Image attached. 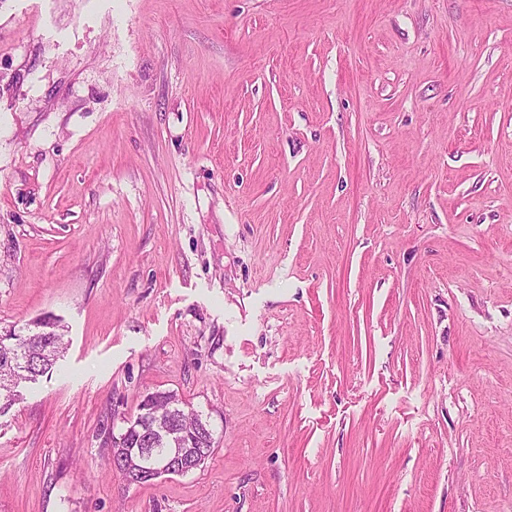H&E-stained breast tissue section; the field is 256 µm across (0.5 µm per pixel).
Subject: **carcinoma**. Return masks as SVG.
Masks as SVG:
<instances>
[{"instance_id":"carcinoma-1","label":"carcinoma","mask_w":512,"mask_h":512,"mask_svg":"<svg viewBox=\"0 0 512 512\" xmlns=\"http://www.w3.org/2000/svg\"><path fill=\"white\" fill-rule=\"evenodd\" d=\"M66 349L64 330L50 316L0 334V413L18 399L17 388L50 372ZM152 405L168 428L194 449L191 470L200 468L214 452V430L202 428L204 419L196 411H187L183 402L171 392H152L139 409ZM163 456L168 443L153 430V419L137 414L122 434L120 442L110 448V468L121 477L135 476L146 453Z\"/></svg>"}]
</instances>
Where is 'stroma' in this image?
I'll use <instances>...</instances> for the list:
<instances>
[{"instance_id":"1","label":"stroma","mask_w":512,"mask_h":512,"mask_svg":"<svg viewBox=\"0 0 512 512\" xmlns=\"http://www.w3.org/2000/svg\"><path fill=\"white\" fill-rule=\"evenodd\" d=\"M0 512H512V0H0ZM215 451L126 484L143 396ZM65 337L51 316L0 334V414L19 399L21 383L50 372L66 349Z\"/></svg>"}]
</instances>
